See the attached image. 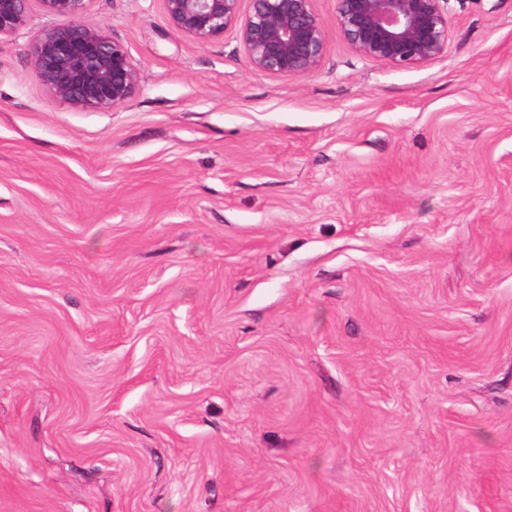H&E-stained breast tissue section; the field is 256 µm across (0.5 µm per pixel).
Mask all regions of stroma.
Segmentation results:
<instances>
[{"instance_id":"35a3bbf8","label":"stroma","mask_w":512,"mask_h":512,"mask_svg":"<svg viewBox=\"0 0 512 512\" xmlns=\"http://www.w3.org/2000/svg\"><path fill=\"white\" fill-rule=\"evenodd\" d=\"M303 78L89 0L139 86L0 38V512H512V0Z\"/></svg>"}]
</instances>
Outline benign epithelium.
Returning a JSON list of instances; mask_svg holds the SVG:
<instances>
[{
  "label": "benign epithelium",
  "mask_w": 512,
  "mask_h": 512,
  "mask_svg": "<svg viewBox=\"0 0 512 512\" xmlns=\"http://www.w3.org/2000/svg\"><path fill=\"white\" fill-rule=\"evenodd\" d=\"M30 0H0V37L27 27ZM67 25L36 30L29 58L54 97L75 107L110 111L135 93L139 73L125 46L102 28L78 22L88 0H38ZM171 28L199 43L235 29L249 65L279 77L318 71L326 31L314 0H163ZM449 0H336V26L361 58L395 69L424 65L448 48Z\"/></svg>",
  "instance_id": "1"
}]
</instances>
